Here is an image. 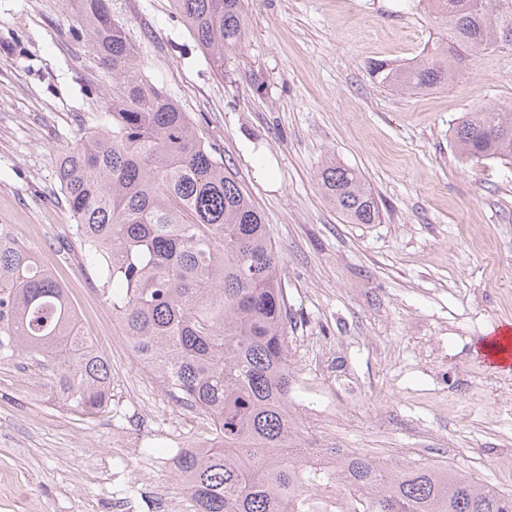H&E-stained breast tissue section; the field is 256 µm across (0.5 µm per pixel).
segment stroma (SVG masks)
<instances>
[{"label":"stroma","instance_id":"1","mask_svg":"<svg viewBox=\"0 0 512 512\" xmlns=\"http://www.w3.org/2000/svg\"><path fill=\"white\" fill-rule=\"evenodd\" d=\"M247 2L220 73L171 0L112 13L282 256L305 442L512 491V370L476 354L512 323V163L465 160L452 141L464 113L512 102V45L461 50L447 86L407 95L370 66L412 64L442 35L425 0ZM111 92L67 0H0V224L19 225L112 368L111 407L89 421L29 393L37 368L0 364V512H192L173 455L209 421L128 362L57 176ZM330 160L370 183L380 223H346L324 198Z\"/></svg>","mask_w":512,"mask_h":512}]
</instances>
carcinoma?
I'll use <instances>...</instances> for the list:
<instances>
[{
	"instance_id": "1",
	"label": "carcinoma",
	"mask_w": 512,
	"mask_h": 512,
	"mask_svg": "<svg viewBox=\"0 0 512 512\" xmlns=\"http://www.w3.org/2000/svg\"><path fill=\"white\" fill-rule=\"evenodd\" d=\"M76 23L112 96L61 159L58 180L76 219L84 262L122 334L168 395L204 413L213 444L174 457L194 512H512V494L448 466L384 461L325 448L329 472L306 465L291 410L288 300L282 259L260 212L224 157L181 107L141 73L111 0H72ZM224 71L247 35L245 0H172ZM447 39L408 66L377 63L403 91L445 86L451 49L512 44V0H427ZM468 160L512 163V104L468 112L453 130ZM317 184L348 224H378L363 175L329 161ZM67 291L19 240L0 236V363L47 370L45 389L86 419L111 403L108 360L77 328Z\"/></svg>"
}]
</instances>
